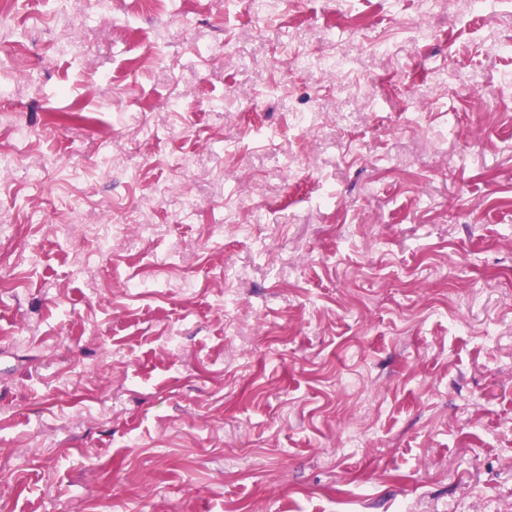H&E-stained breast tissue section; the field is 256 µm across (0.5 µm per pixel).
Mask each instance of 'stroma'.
Here are the masks:
<instances>
[{
    "mask_svg": "<svg viewBox=\"0 0 512 512\" xmlns=\"http://www.w3.org/2000/svg\"><path fill=\"white\" fill-rule=\"evenodd\" d=\"M13 8L0 114L35 133L0 136V512H512V15ZM356 16L390 54L325 40ZM298 45L349 72L294 69ZM108 214L130 230L102 258Z\"/></svg>",
    "mask_w": 512,
    "mask_h": 512,
    "instance_id": "1",
    "label": "stroma"
}]
</instances>
